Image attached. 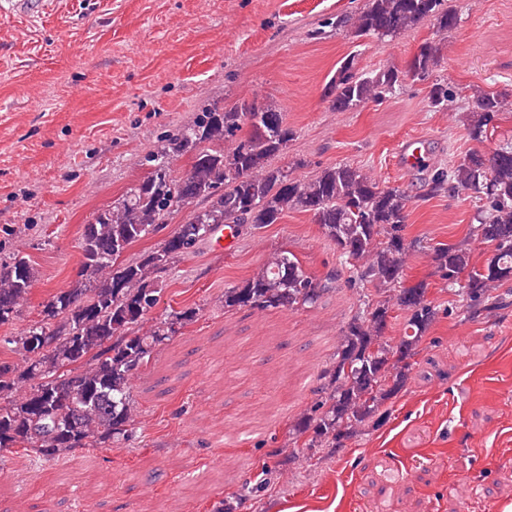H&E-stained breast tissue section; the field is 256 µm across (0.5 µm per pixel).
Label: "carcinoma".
<instances>
[{
    "mask_svg": "<svg viewBox=\"0 0 512 512\" xmlns=\"http://www.w3.org/2000/svg\"><path fill=\"white\" fill-rule=\"evenodd\" d=\"M430 18L436 31L456 29L458 10L451 0H368L354 17L338 16L329 26L348 27L357 37L393 38ZM439 48L422 42L403 68L390 65L360 74L349 54L326 86L330 108L357 110L380 102L406 84L428 85L430 107L452 112L454 91L434 78ZM258 109L275 125L272 137L239 106L211 108L180 128L167 146L144 156L142 178L104 209L93 213L80 234V279L50 295L39 320L5 340L21 357L0 358V451L29 462L47 463L63 448H112L131 437L130 383L176 330L193 321L187 308L163 317L140 332L139 325L160 300L158 284L173 260L193 253L219 224H278L290 211L312 216L336 246L347 283L372 284L386 296L363 295L360 310L342 327L336 356L321 371V397L292 426L309 448H340L357 427L378 424L382 406L407 383L406 370L390 372V360L410 359L439 314L427 298V283L406 287L407 257L420 248L404 228L411 198L400 186H385L349 163L323 168L304 181L287 165L271 160L287 152L293 130L273 104ZM503 94L480 92L464 115L471 140L482 143L511 111ZM246 135H240L243 126ZM234 146L226 149L224 143ZM186 154L188 167L174 175L168 156ZM426 195L474 194L485 201L470 234L486 246L483 265L472 263L462 244L430 246L435 273L475 318L512 305L509 294L494 290L512 280V141L489 153L472 150L449 168L427 175ZM177 230L158 247L127 261L135 242L154 235L169 217L191 204ZM36 278L32 261L18 253L0 259V325L22 313ZM339 272L312 276L284 249L249 279L224 289V311H271L315 305L335 290ZM395 295H390V292ZM406 313L403 333L390 341L384 333L392 306Z\"/></svg>",
    "mask_w": 512,
    "mask_h": 512,
    "instance_id": "obj_1",
    "label": "carcinoma"
}]
</instances>
